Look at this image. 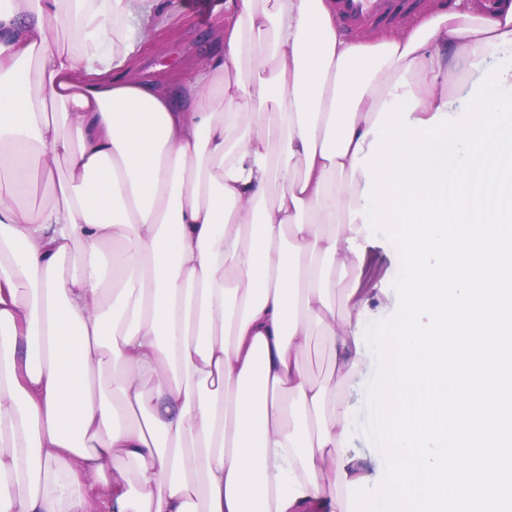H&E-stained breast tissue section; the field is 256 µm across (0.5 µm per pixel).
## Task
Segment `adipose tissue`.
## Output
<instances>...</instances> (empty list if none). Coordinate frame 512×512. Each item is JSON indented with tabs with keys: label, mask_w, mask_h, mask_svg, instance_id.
<instances>
[{
	"label": "adipose tissue",
	"mask_w": 512,
	"mask_h": 512,
	"mask_svg": "<svg viewBox=\"0 0 512 512\" xmlns=\"http://www.w3.org/2000/svg\"><path fill=\"white\" fill-rule=\"evenodd\" d=\"M173 2L0 0V512H354L346 392L385 300L355 152L404 92L411 121L456 114L455 62L512 47V0L375 41L332 0H227L188 78H140ZM331 366L329 342L322 336H314L310 351L306 358V369L309 377L316 382L326 379Z\"/></svg>",
	"instance_id": "adipose-tissue-1"
}]
</instances>
